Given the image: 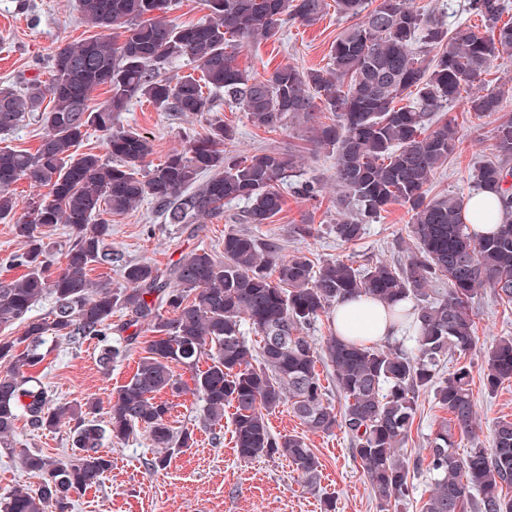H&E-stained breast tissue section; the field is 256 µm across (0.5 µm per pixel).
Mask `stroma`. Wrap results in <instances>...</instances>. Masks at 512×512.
<instances>
[{
	"label": "stroma",
	"instance_id": "1",
	"mask_svg": "<svg viewBox=\"0 0 512 512\" xmlns=\"http://www.w3.org/2000/svg\"><path fill=\"white\" fill-rule=\"evenodd\" d=\"M346 25L335 9H328L315 25L307 27L288 23L278 39L249 44L236 56L240 68L261 77L281 64L302 69L322 68L329 62L332 42ZM99 28L88 25L81 17L76 0H0V87H19L32 78L47 82L54 50L61 44H77L101 36ZM460 130V143L428 185L429 196L451 194L469 197L475 192V170L488 160H496V117L476 118L464 100L448 105ZM214 119L224 121L237 130L232 149L253 152L272 147L300 157L301 179L321 183L314 197L302 195L298 183L291 181L282 188L283 210L272 223L255 228L259 238L278 239L284 253L308 252L311 259H350L363 263L376 258H392L405 250L409 242L410 216L406 208L388 206L379 219L367 225L361 241L346 247L337 241L332 230L339 219L337 193L333 183L335 159L328 150L312 141L309 122L289 121L274 132L255 128L244 113L233 105L217 102ZM208 121L177 112H160L145 101L132 102L119 122L146 132L153 140L154 152L147 165H155L182 149L188 138L205 133ZM18 206L6 221H0V279L23 274L24 269L12 265L13 255L22 253L23 243L16 238L14 225L23 220L27 206L37 193L28 180L17 181L11 188ZM243 203L225 204L221 216L185 227L166 223L151 202L110 218L111 244L124 260L150 261L166 270L195 248L209 249L223 256L224 234L239 230ZM314 225L318 233L303 240L291 231L300 223ZM478 349L463 355L473 375L480 438L487 441L497 421L512 419V381L504 382L497 392L487 393L482 385L483 355L481 349L501 336H512V304L498 301L492 290H484L472 302ZM123 313L112 317V345L123 347L124 353L110 370H102L98 361V345L88 341L74 344L61 336L47 339V357L36 380L47 387L54 403L64 404L93 397L107 401L113 389L124 385L136 370L143 355L145 340L151 333L139 326V341L128 342L121 326ZM169 421L174 430L189 429V447L172 455L165 469L151 471L147 460L158 456L150 441L135 433L124 443L109 447L112 468L100 486L73 496L68 512H377L376 501L363 475L361 465L351 452V441L342 430L323 434L306 430L298 419L282 407L269 417L276 434L303 436L308 447L317 454L322 467L317 489H309L298 472L282 457H261L250 461L238 458L230 420L214 429L204 419L200 402L192 395L171 400ZM448 412L440 408L432 395H420L408 441L406 458L414 460L428 453L431 433L449 422ZM27 448L57 457L69 453L68 427L49 431H30L19 426L0 446V498L15 488H37L38 477L27 473L17 456Z\"/></svg>",
	"mask_w": 512,
	"mask_h": 512
}]
</instances>
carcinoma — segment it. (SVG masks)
<instances>
[{
  "label": "carcinoma",
  "mask_w": 512,
  "mask_h": 512,
  "mask_svg": "<svg viewBox=\"0 0 512 512\" xmlns=\"http://www.w3.org/2000/svg\"><path fill=\"white\" fill-rule=\"evenodd\" d=\"M204 2V20L174 25L165 17L172 0H78L83 20L104 35L57 47L47 87L36 78L21 90L0 87V135L34 113L47 129L33 153L0 147V219L16 208L10 188L18 180L50 188V197L30 203L28 218L14 225L25 252L13 261L25 274L0 281V325L26 324L24 335L0 338V437L11 435L22 416L34 431L68 423L71 435V452L63 458L21 449L24 467L40 483L13 490L0 512H49L53 505L62 512L73 495L100 485L112 469L104 443L137 431L163 449L148 467L165 468L192 436L175 435L171 403L161 395L187 393L202 402L212 422L224 418L225 408L234 409L239 458L283 456L311 488L320 475L317 456L303 437L273 434L267 416L286 405L311 431H344L379 512H398L409 494V462L401 448L419 395L431 393L471 437V448L460 455L446 424L431 434L428 456L414 464L429 477L421 512H512V498L503 496L512 487V419L497 421L491 447H485L474 430L471 367L442 372L450 354L476 347L471 304L482 289L512 303V168L505 162L512 157V118L496 126L502 159L483 164L475 175L477 187L498 198L496 231L471 229L457 196L427 197L431 178L459 143L456 120L442 110L512 49V23L503 20L508 0H468L482 32L467 24L450 28L412 0H335L336 12L351 24L332 44L329 66L279 65L261 79L236 64V50L278 37L290 21L316 24L326 0ZM173 65L191 71L174 81L163 77ZM101 86L109 97L92 108L89 97ZM218 92L258 129L274 131L320 109L332 113L335 122L314 125L310 133L335 154L333 181L344 209L333 226L336 239L357 244L367 224L398 204L411 213L407 259L316 263L302 251L286 256L278 243L243 231L224 234V258L194 249L166 272L113 252L105 215L147 199L168 224L217 217L235 200L246 203L244 224H269L282 211L280 184L297 173L293 156L272 149L233 154L224 146L237 139L235 127L216 121L143 173L151 137L116 123L134 99L198 116L214 110ZM47 95L53 103L48 111L42 108ZM504 95L473 92L468 111L489 117L502 111ZM90 129L106 136L107 156L73 151ZM57 224L74 236L58 271L42 239V230ZM112 264L121 267L126 287L114 290L89 278L93 267ZM435 283L445 288L433 297ZM45 297L53 301L52 319H30ZM345 298L386 304L389 318L413 329L414 348L357 344L334 333L316 346L308 330ZM402 302L413 303L412 309ZM118 311L128 316L126 327L145 323L155 336L146 341L135 373L113 392L102 426L96 401L55 405L31 372L45 360L50 333L74 343L97 340L103 344L100 367L110 368L120 355L107 343ZM247 328L260 341L249 343ZM483 358L482 383L492 394L512 379V337L494 340ZM322 359L344 399L339 413L316 371ZM174 363L190 372V381L174 374Z\"/></svg>",
  "instance_id": "carcinoma-1"
}]
</instances>
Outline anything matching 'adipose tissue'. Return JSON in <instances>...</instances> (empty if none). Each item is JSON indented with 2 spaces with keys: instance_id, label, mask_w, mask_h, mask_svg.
Masks as SVG:
<instances>
[{
  "instance_id": "adipose-tissue-1",
  "label": "adipose tissue",
  "mask_w": 512,
  "mask_h": 512,
  "mask_svg": "<svg viewBox=\"0 0 512 512\" xmlns=\"http://www.w3.org/2000/svg\"><path fill=\"white\" fill-rule=\"evenodd\" d=\"M336 329L340 336L367 344L382 342L398 335L383 304L370 300H348L336 305Z\"/></svg>"
}]
</instances>
